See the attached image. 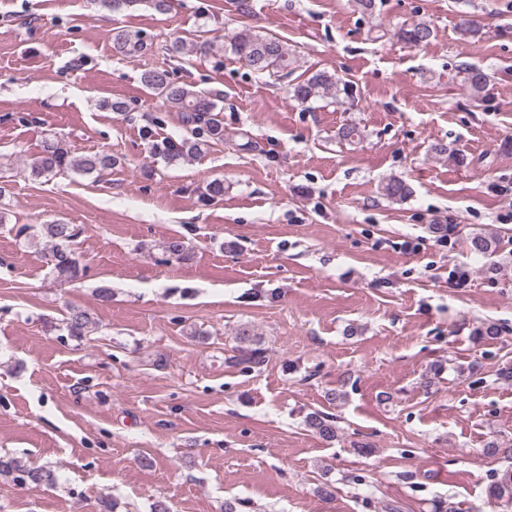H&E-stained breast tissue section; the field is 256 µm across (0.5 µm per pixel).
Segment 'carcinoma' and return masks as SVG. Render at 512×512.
<instances>
[{"label": "carcinoma", "instance_id": "carcinoma-1", "mask_svg": "<svg viewBox=\"0 0 512 512\" xmlns=\"http://www.w3.org/2000/svg\"><path fill=\"white\" fill-rule=\"evenodd\" d=\"M101 8L110 11H122L131 6L147 3L155 10L164 12L169 9V0H94ZM403 43L417 47L431 42L435 37L431 23L421 21L405 25L396 33ZM113 42L121 52L134 55L140 52L144 44L138 35L126 30L115 32ZM231 48L238 60L244 62L254 72L279 80L288 76L297 63V55L277 36L260 34L250 29L237 32L231 40ZM142 83L161 98L172 109L183 114L185 133L179 142L167 141L163 146L164 157L175 162L200 155L209 142L224 141V125L219 107L220 97L210 91L197 90L187 84H178L171 80L165 69L148 70L142 74ZM463 85L475 96L483 95L487 90L485 73L476 68L464 70L461 79ZM343 93L352 97L351 85L326 72H315L306 79L290 86L292 97L306 103L328 95ZM117 160L111 153L97 151L78 157L71 155L63 138L52 134L43 146V150L26 168L28 177L33 181L72 171L83 176L99 178L112 170ZM384 196L391 200H404L410 194L409 186L401 179L390 178L381 186ZM30 226L23 225L17 235L25 237L27 244L34 246L40 238L50 243V261L57 278L74 281L80 277V264L72 248L79 231L72 224L53 220L40 225L36 234L28 233ZM469 248L476 254L491 256L499 250V239L495 235L475 232L467 238ZM168 255L184 259L188 255L187 245L177 237L168 239L163 245ZM65 325L72 336H83L94 328L96 322L90 312L83 308H72L65 318ZM238 354L230 357V362L254 369L263 365L265 353L252 331L243 327L237 333ZM306 424L325 440L331 441L339 436L340 428L336 418L322 412H312L306 417ZM14 482L52 485L56 482V472L50 466L30 467L23 459L0 456V478ZM491 501L506 508H512V468L496 475L487 488Z\"/></svg>", "mask_w": 512, "mask_h": 512}]
</instances>
